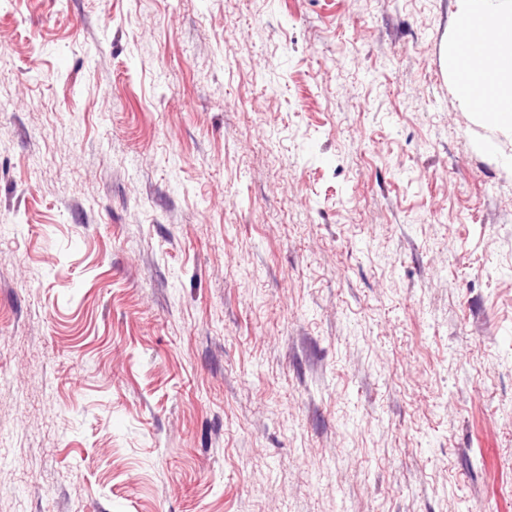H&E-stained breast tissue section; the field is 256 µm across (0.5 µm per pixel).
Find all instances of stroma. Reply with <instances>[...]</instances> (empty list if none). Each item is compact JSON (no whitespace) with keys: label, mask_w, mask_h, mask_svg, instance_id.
<instances>
[{"label":"stroma","mask_w":512,"mask_h":512,"mask_svg":"<svg viewBox=\"0 0 512 512\" xmlns=\"http://www.w3.org/2000/svg\"><path fill=\"white\" fill-rule=\"evenodd\" d=\"M456 10L0 0V512H512Z\"/></svg>","instance_id":"35a3bbf8"}]
</instances>
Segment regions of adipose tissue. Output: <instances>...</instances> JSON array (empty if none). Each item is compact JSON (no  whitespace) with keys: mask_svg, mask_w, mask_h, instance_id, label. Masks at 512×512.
<instances>
[{"mask_svg":"<svg viewBox=\"0 0 512 512\" xmlns=\"http://www.w3.org/2000/svg\"><path fill=\"white\" fill-rule=\"evenodd\" d=\"M444 63L458 98L485 123L512 131V0H459Z\"/></svg>","mask_w":512,"mask_h":512,"instance_id":"adipose-tissue-1","label":"adipose tissue"}]
</instances>
